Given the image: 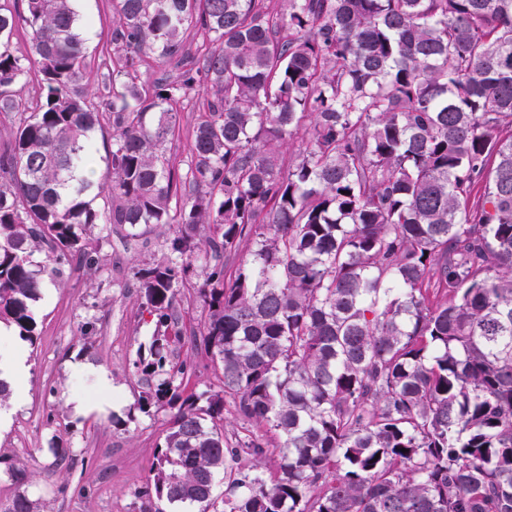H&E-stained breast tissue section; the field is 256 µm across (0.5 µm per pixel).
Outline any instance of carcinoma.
Returning a JSON list of instances; mask_svg holds the SVG:
<instances>
[{"label":"carcinoma","mask_w":512,"mask_h":512,"mask_svg":"<svg viewBox=\"0 0 512 512\" xmlns=\"http://www.w3.org/2000/svg\"><path fill=\"white\" fill-rule=\"evenodd\" d=\"M20 2L0 0V321L35 345L44 276L100 262L91 227L181 225L138 271L156 319L144 406H177L141 512H512V0H115L124 57L100 103L73 0ZM191 25L211 38L203 69L145 90L141 54L172 56ZM201 81L195 192L173 209L163 146ZM245 240L227 279L217 257ZM202 256L196 345L221 386L198 392L170 361V310ZM227 404L249 425L233 442ZM94 139L98 148V164L91 178L98 181L106 173L107 160L112 144V127L107 120L102 121V126L96 130ZM308 147V138L303 129L281 150V163L285 173L298 162L300 156Z\"/></svg>","instance_id":"obj_1"}]
</instances>
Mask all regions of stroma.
<instances>
[{"instance_id": "obj_1", "label": "stroma", "mask_w": 512, "mask_h": 512, "mask_svg": "<svg viewBox=\"0 0 512 512\" xmlns=\"http://www.w3.org/2000/svg\"><path fill=\"white\" fill-rule=\"evenodd\" d=\"M85 22L83 35L92 62L115 51L113 0H74ZM209 38L189 27L181 56L146 55L147 79L177 77L182 56H198ZM211 91L199 84L180 105L179 121L166 143V157L178 175L189 169L194 125ZM174 226L114 224L104 229L99 268H72L52 279L53 292L35 305L40 336L26 347L31 365L19 402L0 404L9 419L0 429V457L25 469L16 484L0 467V512L14 495H25L33 512H139L137 491L150 476L153 452L166 433L170 409L142 412L153 382L139 369L155 333V320L143 305L137 272L161 256ZM201 280L186 277L175 307L186 330H199L207 310L199 295ZM96 329L84 334L85 322ZM112 382L104 396L96 381ZM87 399L90 410L75 411L71 396ZM64 449V459L49 446Z\"/></svg>"}]
</instances>
